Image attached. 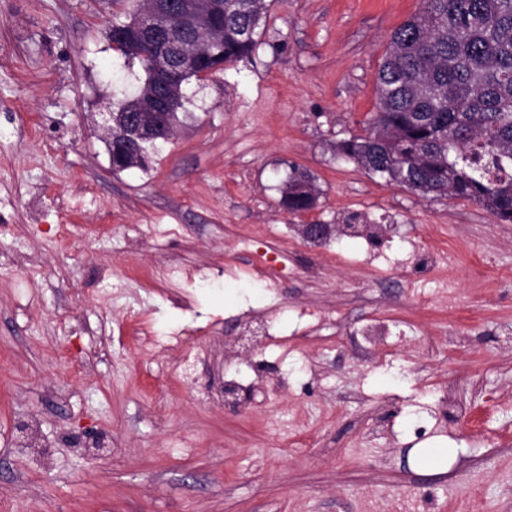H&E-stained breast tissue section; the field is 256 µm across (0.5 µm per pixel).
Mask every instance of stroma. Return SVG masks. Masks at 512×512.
Instances as JSON below:
<instances>
[{
	"label": "stroma",
	"instance_id": "obj_1",
	"mask_svg": "<svg viewBox=\"0 0 512 512\" xmlns=\"http://www.w3.org/2000/svg\"><path fill=\"white\" fill-rule=\"evenodd\" d=\"M422 0H273L254 52L185 87L175 137L113 172L100 124L143 82L134 0H0V512H512V224L336 146L378 110ZM318 200L291 213V167ZM372 225L303 240L299 224ZM458 258L457 311L424 246ZM279 285L249 276L255 256ZM395 334L343 343L373 318ZM190 351L180 381L164 358ZM441 442L448 469L410 452Z\"/></svg>",
	"mask_w": 512,
	"mask_h": 512
}]
</instances>
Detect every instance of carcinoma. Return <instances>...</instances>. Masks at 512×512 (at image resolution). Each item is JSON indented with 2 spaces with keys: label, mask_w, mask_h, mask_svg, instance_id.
Here are the masks:
<instances>
[{
  "label": "carcinoma",
  "mask_w": 512,
  "mask_h": 512,
  "mask_svg": "<svg viewBox=\"0 0 512 512\" xmlns=\"http://www.w3.org/2000/svg\"><path fill=\"white\" fill-rule=\"evenodd\" d=\"M223 2L224 34L177 78L153 70L154 44L126 43L122 54L140 62L145 79L118 111L151 112L162 95L175 125L193 71L254 51L268 0ZM376 94L379 111L365 134L338 145L343 156L388 183L471 200L512 223V0H423L391 34ZM317 199L311 174L292 169L282 204L300 212Z\"/></svg>",
  "instance_id": "obj_1"
}]
</instances>
